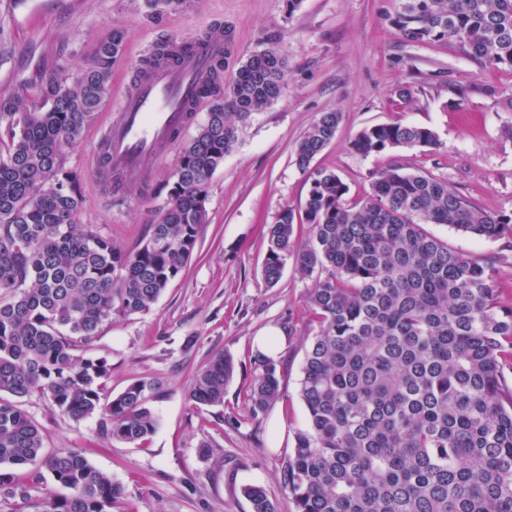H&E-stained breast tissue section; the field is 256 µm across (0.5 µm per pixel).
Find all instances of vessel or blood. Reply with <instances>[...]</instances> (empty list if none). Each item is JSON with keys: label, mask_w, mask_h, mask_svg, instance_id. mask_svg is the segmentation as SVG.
Segmentation results:
<instances>
[{"label": "vessel or blood", "mask_w": 512, "mask_h": 512, "mask_svg": "<svg viewBox=\"0 0 512 512\" xmlns=\"http://www.w3.org/2000/svg\"><path fill=\"white\" fill-rule=\"evenodd\" d=\"M232 43L196 38L190 51L155 44L143 60L134 86L118 100L117 115L97 140L95 187L109 195L146 179L160 157L189 126L212 85L213 67L228 59Z\"/></svg>", "instance_id": "b4317fda"}]
</instances>
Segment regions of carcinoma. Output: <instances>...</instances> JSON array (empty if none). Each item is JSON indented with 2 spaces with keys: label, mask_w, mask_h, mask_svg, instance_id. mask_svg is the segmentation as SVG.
Here are the masks:
<instances>
[{
  "label": "carcinoma",
  "mask_w": 512,
  "mask_h": 512,
  "mask_svg": "<svg viewBox=\"0 0 512 512\" xmlns=\"http://www.w3.org/2000/svg\"><path fill=\"white\" fill-rule=\"evenodd\" d=\"M390 23L410 42L444 41L486 65L512 68V0H397ZM124 36L108 31L71 82L51 76L32 99L0 101V497L29 501L20 467L50 473L68 494L46 492L38 512H111L121 486L76 448L44 453L24 407L38 391L62 414L99 417L113 439L146 440L158 426L149 403L162 384L138 379L110 397L107 357L88 358L114 315L144 312L192 255L207 221L209 181L239 131L283 91L287 62L271 45L237 69L195 136L183 143L160 220L127 253L78 222L83 179L64 153L79 143L112 83ZM339 112H322L299 141L307 169L335 137ZM437 145L428 127L363 129V155ZM327 168L313 173L300 212L284 208L267 235L262 272L279 281L287 256L313 281L318 330L306 350L299 395L305 425L281 463L297 512H512V307L500 305L489 263L453 251L424 225L494 240L512 214L486 211L445 180L398 167L375 175L350 203ZM309 237L294 247L295 225ZM249 387L256 418L282 398L278 364L258 352ZM233 360L219 354L189 390L197 406L224 404ZM253 512H276L267 491L243 488Z\"/></svg>",
  "instance_id": "obj_1"
}]
</instances>
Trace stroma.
<instances>
[{"instance_id": "1", "label": "stroma", "mask_w": 512, "mask_h": 512, "mask_svg": "<svg viewBox=\"0 0 512 512\" xmlns=\"http://www.w3.org/2000/svg\"><path fill=\"white\" fill-rule=\"evenodd\" d=\"M394 0H184L151 12L145 0H0V100L32 97L54 74L74 79L106 29L125 35L112 65V86L99 114H115L117 94L130 89L151 44L190 40L220 28L235 40L225 78L249 55L276 46L288 69L281 96L252 115L234 149L212 176L203 225L192 257L149 311L116 315L101 329L94 355L107 356V395L137 379L164 384L151 407L156 431L129 444L102 434L97 419L74 421L33 393L25 407L39 423L44 448L79 449L119 483L112 512H252L242 488L264 486L277 512H296L280 484V464L306 419L299 396L304 354L318 329L307 305L313 286L293 259L277 284L262 275L268 227L284 207L299 208L316 169L336 172L348 200L372 191L378 171L397 166L448 181L464 198L491 212H512V70L491 68L447 43L407 41L387 17ZM322 112L343 120L310 169L295 149ZM430 127L433 147L361 155L352 142L380 123ZM96 123L85 126L66 165L84 176L80 223L133 252L157 223L163 198L132 183L115 196L93 189L91 155ZM427 230L455 251L490 262L502 305L512 306V236L477 238L446 226ZM289 328L278 360L283 397L267 414L249 417L254 340ZM230 355L235 374L223 405L188 399L193 376L215 355ZM211 453L202 456L201 445Z\"/></svg>"}]
</instances>
